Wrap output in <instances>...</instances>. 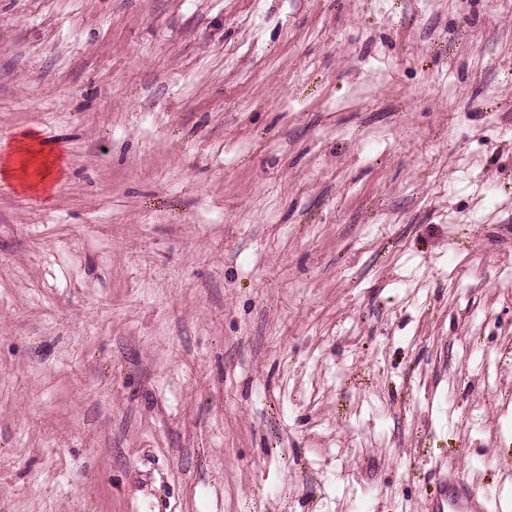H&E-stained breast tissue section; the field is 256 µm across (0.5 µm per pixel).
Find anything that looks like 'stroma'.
<instances>
[{"instance_id":"obj_1","label":"stroma","mask_w":512,"mask_h":512,"mask_svg":"<svg viewBox=\"0 0 512 512\" xmlns=\"http://www.w3.org/2000/svg\"><path fill=\"white\" fill-rule=\"evenodd\" d=\"M0 512H512V0H0ZM0 173L21 190L47 194L55 189L63 169L53 142L26 133L19 137L13 154L1 159ZM484 512L483 502L461 480H455L448 495L445 479L435 498L432 512Z\"/></svg>"}]
</instances>
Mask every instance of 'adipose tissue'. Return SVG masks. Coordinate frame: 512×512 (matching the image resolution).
Wrapping results in <instances>:
<instances>
[{"label":"adipose tissue","instance_id":"adipose-tissue-1","mask_svg":"<svg viewBox=\"0 0 512 512\" xmlns=\"http://www.w3.org/2000/svg\"><path fill=\"white\" fill-rule=\"evenodd\" d=\"M62 173L55 144L34 133L21 135L13 154L0 159V177L32 193H50Z\"/></svg>","mask_w":512,"mask_h":512}]
</instances>
